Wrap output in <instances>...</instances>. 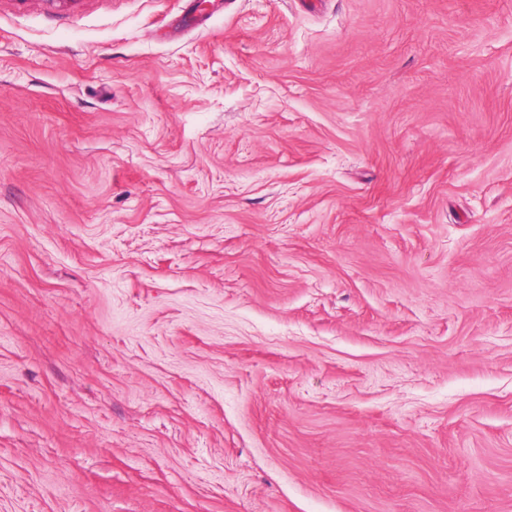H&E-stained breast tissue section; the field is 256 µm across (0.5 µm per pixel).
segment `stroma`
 <instances>
[{"mask_svg":"<svg viewBox=\"0 0 512 512\" xmlns=\"http://www.w3.org/2000/svg\"><path fill=\"white\" fill-rule=\"evenodd\" d=\"M0 512H512V0H0Z\"/></svg>","mask_w":512,"mask_h":512,"instance_id":"1","label":"stroma"}]
</instances>
